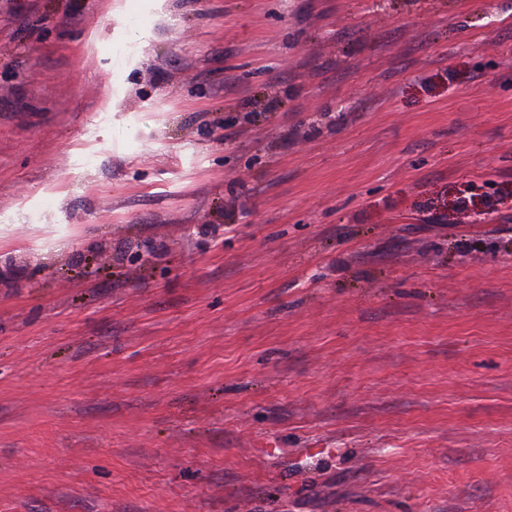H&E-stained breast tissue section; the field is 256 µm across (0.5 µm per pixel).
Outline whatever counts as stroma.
<instances>
[{
    "mask_svg": "<svg viewBox=\"0 0 512 512\" xmlns=\"http://www.w3.org/2000/svg\"><path fill=\"white\" fill-rule=\"evenodd\" d=\"M0 512H512V0H0Z\"/></svg>",
    "mask_w": 512,
    "mask_h": 512,
    "instance_id": "35a3bbf8",
    "label": "stroma"
}]
</instances>
